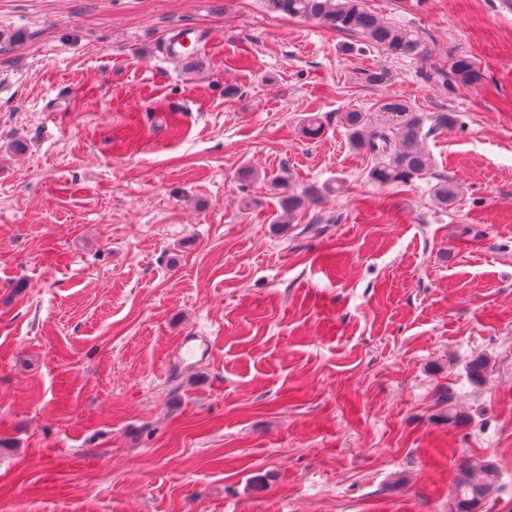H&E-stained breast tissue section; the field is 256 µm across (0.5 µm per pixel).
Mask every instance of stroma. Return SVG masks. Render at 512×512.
<instances>
[{
    "mask_svg": "<svg viewBox=\"0 0 512 512\" xmlns=\"http://www.w3.org/2000/svg\"><path fill=\"white\" fill-rule=\"evenodd\" d=\"M362 3L420 56L260 0H0V512H457L466 459L512 512V0ZM391 98L456 122L380 190L340 117ZM273 175L319 205L272 227ZM450 70L453 79L465 86H480L485 80V73L472 57L465 54L453 59Z\"/></svg>",
    "mask_w": 512,
    "mask_h": 512,
    "instance_id": "obj_1",
    "label": "stroma"
}]
</instances>
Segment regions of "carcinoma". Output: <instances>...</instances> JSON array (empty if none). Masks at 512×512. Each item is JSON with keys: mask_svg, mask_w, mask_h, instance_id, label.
I'll return each instance as SVG.
<instances>
[{"mask_svg": "<svg viewBox=\"0 0 512 512\" xmlns=\"http://www.w3.org/2000/svg\"><path fill=\"white\" fill-rule=\"evenodd\" d=\"M266 9L275 14L313 21L339 32L351 33L365 45L380 49L386 56L413 59L422 53L420 41L405 26L382 21L366 10L361 0H263ZM455 81L465 86H479L485 73L475 60L465 54L456 56L451 64ZM393 71L386 66L364 70L360 81L370 86L390 83ZM455 117L451 112L428 114L400 99H388L373 111L352 110L341 115L349 147L371 159L367 177L374 184L387 187L407 184L415 178L431 173L433 161L422 144L426 132L449 129ZM274 187L280 194L281 212L273 215L272 223L281 226L314 193L298 194L288 189L287 181L274 177ZM435 202L446 208L456 199L452 182L440 179L432 187ZM499 471L495 464L485 460H469L460 465L456 484L457 512H473L480 503L491 498L498 490Z\"/></svg>", "mask_w": 512, "mask_h": 512, "instance_id": "obj_1", "label": "carcinoma"}]
</instances>
